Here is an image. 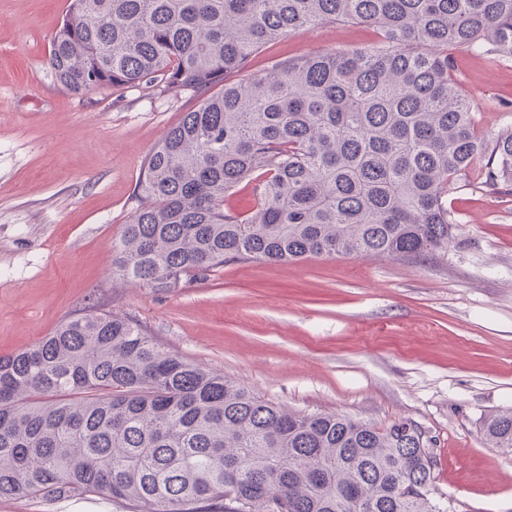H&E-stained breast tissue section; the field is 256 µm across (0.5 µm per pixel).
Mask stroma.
<instances>
[{"label":"stroma","mask_w":512,"mask_h":512,"mask_svg":"<svg viewBox=\"0 0 512 512\" xmlns=\"http://www.w3.org/2000/svg\"><path fill=\"white\" fill-rule=\"evenodd\" d=\"M68 6L0 0V356L87 310L126 316L273 404L378 428L415 422L434 439L435 496L449 512H512V453L480 433L512 408V185L458 180L454 239L435 259L228 262L170 290L131 283L112 262L144 163L198 100L64 90L47 61ZM378 43L370 26L319 24L251 68ZM451 56L481 131L512 127V56ZM0 512L128 510L107 496L2 497Z\"/></svg>","instance_id":"35a3bbf8"}]
</instances>
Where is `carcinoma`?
Returning <instances> with one entry per match:
<instances>
[{
	"mask_svg": "<svg viewBox=\"0 0 512 512\" xmlns=\"http://www.w3.org/2000/svg\"><path fill=\"white\" fill-rule=\"evenodd\" d=\"M381 46L248 72L263 48L322 23ZM512 56V0H70L54 79L78 95L129 86L199 104L147 159L115 245L130 282L177 288L226 262L448 251V192L512 182V129L487 136L448 49ZM246 183L252 202L224 199ZM512 452V409L487 417ZM431 440L302 414L90 312L0 357V497L109 496L130 512H448Z\"/></svg>",
	"mask_w": 512,
	"mask_h": 512,
	"instance_id": "1",
	"label": "carcinoma"
}]
</instances>
